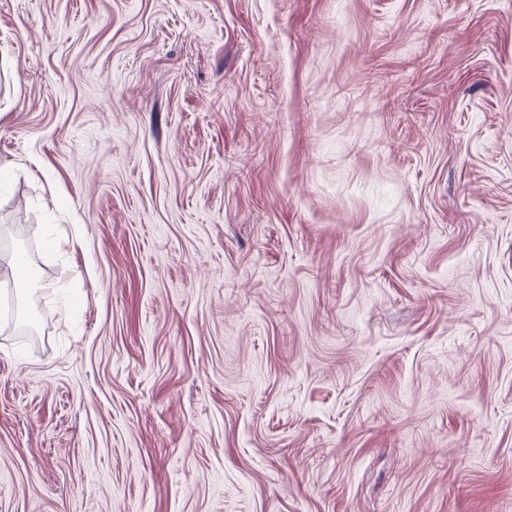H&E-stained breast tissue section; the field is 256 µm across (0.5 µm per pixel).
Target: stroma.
I'll return each mask as SVG.
<instances>
[{
	"mask_svg": "<svg viewBox=\"0 0 512 512\" xmlns=\"http://www.w3.org/2000/svg\"><path fill=\"white\" fill-rule=\"evenodd\" d=\"M0 512H512V0H0Z\"/></svg>",
	"mask_w": 512,
	"mask_h": 512,
	"instance_id": "35a3bbf8",
	"label": "stroma"
}]
</instances>
